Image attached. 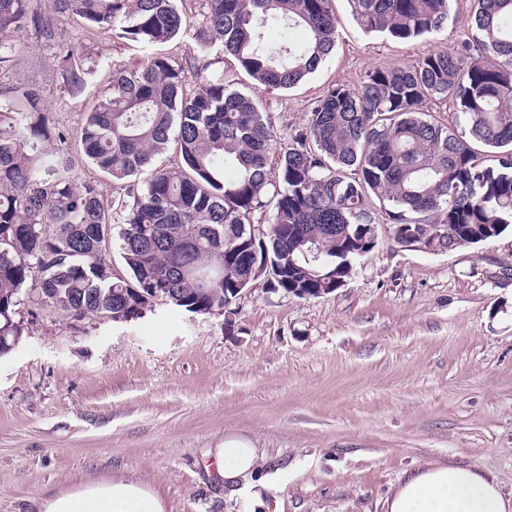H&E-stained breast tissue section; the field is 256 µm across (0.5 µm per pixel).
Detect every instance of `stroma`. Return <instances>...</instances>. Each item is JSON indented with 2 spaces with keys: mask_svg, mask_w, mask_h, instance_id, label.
Wrapping results in <instances>:
<instances>
[{
  "mask_svg": "<svg viewBox=\"0 0 512 512\" xmlns=\"http://www.w3.org/2000/svg\"><path fill=\"white\" fill-rule=\"evenodd\" d=\"M187 26L151 47L33 0L56 39L7 33L0 96L41 90L67 133L76 182L93 181L120 224L124 182L76 150L85 112L112 72L153 54L175 63L207 47L224 74L270 118L278 146L305 127L336 86L356 88L380 64H412L468 31L469 0L426 38L365 31L348 0H332L334 55L301 84L270 90L209 46L207 0H175ZM75 47L94 71L78 90L58 74ZM377 245L335 292L297 299L258 279L235 304L232 330L216 311L159 305L145 317L76 318L22 301L18 346L0 357V512H33L49 492L122 477L156 490L166 512H385L407 473L463 463L512 498V232L450 251L393 239L388 203L370 198ZM245 439L270 478L259 496L208 475L210 449Z\"/></svg>",
  "mask_w": 512,
  "mask_h": 512,
  "instance_id": "stroma-1",
  "label": "stroma"
}]
</instances>
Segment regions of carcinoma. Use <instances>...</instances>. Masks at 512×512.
<instances>
[{
    "mask_svg": "<svg viewBox=\"0 0 512 512\" xmlns=\"http://www.w3.org/2000/svg\"><path fill=\"white\" fill-rule=\"evenodd\" d=\"M350 2L364 29L412 40L442 28L455 0ZM470 2L467 38L412 64L377 66L357 88L328 90L278 151L269 119L224 75H207L202 55L114 71L78 146L102 173L129 182L120 233L127 280L101 257L112 205L96 184L74 181L69 156L47 149L64 132L41 91L15 87L0 106V355L23 335L15 315L27 293L50 309L114 321L144 317L149 296L209 314L231 306L233 289L249 287L268 263L277 273L269 287L325 295L377 244L371 193L390 202L401 243L426 238L452 250L512 230V0ZM54 6L147 46L184 25L174 0ZM272 23L302 29L303 43L269 42ZM208 24L220 52L270 89L305 81L336 47L331 0H210ZM5 31L54 37L31 0H0ZM57 67L72 89L91 71L73 48L58 52ZM431 99L452 104L455 127L426 119ZM172 143L177 166L152 168ZM478 146L492 164L479 161ZM262 209L271 218L254 239L251 216Z\"/></svg>",
    "mask_w": 512,
    "mask_h": 512,
    "instance_id": "cac0c4a2",
    "label": "carcinoma"
}]
</instances>
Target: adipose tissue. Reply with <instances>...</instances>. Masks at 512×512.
I'll return each mask as SVG.
<instances>
[{
  "label": "adipose tissue",
  "mask_w": 512,
  "mask_h": 512,
  "mask_svg": "<svg viewBox=\"0 0 512 512\" xmlns=\"http://www.w3.org/2000/svg\"><path fill=\"white\" fill-rule=\"evenodd\" d=\"M216 473L229 489L257 475L258 448L241 439L212 449ZM387 512H512L496 479L465 465H426L406 476L385 504ZM156 492L122 478L82 483L39 500L35 512H165Z\"/></svg>",
  "instance_id": "adipose-tissue-1"
}]
</instances>
